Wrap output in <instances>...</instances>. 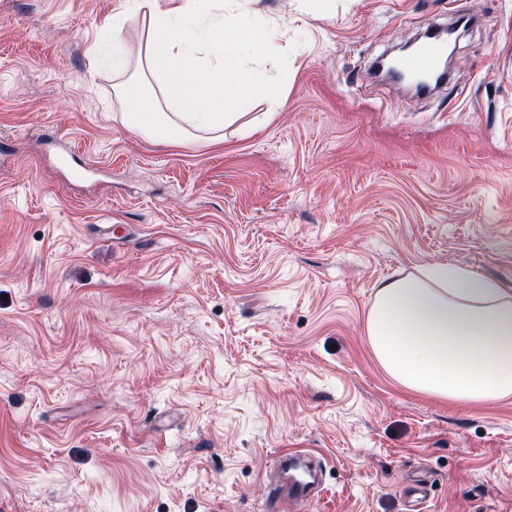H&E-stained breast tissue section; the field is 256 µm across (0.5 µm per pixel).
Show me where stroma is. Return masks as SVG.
<instances>
[{
	"label": "stroma",
	"instance_id": "35a3bbf8",
	"mask_svg": "<svg viewBox=\"0 0 512 512\" xmlns=\"http://www.w3.org/2000/svg\"><path fill=\"white\" fill-rule=\"evenodd\" d=\"M129 8L0 0V512H512V396L403 387L365 336L395 273L512 288V0H242L286 101L180 146L118 118ZM461 20L442 87L372 73ZM284 457L288 461V498L305 502L316 484V476L307 465L310 455L298 451L285 453Z\"/></svg>",
	"mask_w": 512,
	"mask_h": 512
}]
</instances>
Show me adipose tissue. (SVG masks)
<instances>
[{
  "label": "adipose tissue",
  "mask_w": 512,
  "mask_h": 512,
  "mask_svg": "<svg viewBox=\"0 0 512 512\" xmlns=\"http://www.w3.org/2000/svg\"><path fill=\"white\" fill-rule=\"evenodd\" d=\"M146 29L135 80L117 85L122 124L156 142L223 141L257 100L279 109L286 79L260 62L268 27L208 0H133ZM365 335L381 367L406 388L459 404L512 395V289L456 263L391 275L376 292Z\"/></svg>",
  "instance_id": "ef3b65f1"
}]
</instances>
